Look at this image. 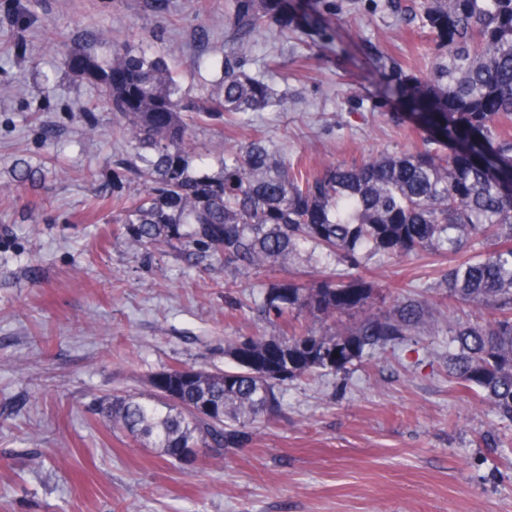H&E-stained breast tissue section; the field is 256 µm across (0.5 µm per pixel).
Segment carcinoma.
<instances>
[{"mask_svg":"<svg viewBox=\"0 0 512 512\" xmlns=\"http://www.w3.org/2000/svg\"><path fill=\"white\" fill-rule=\"evenodd\" d=\"M37 0H11L22 35ZM286 0H237L224 18L227 44L293 23ZM439 55L422 79L389 83L423 122L441 129L448 151H381L349 166L310 171L256 137L210 154L223 175H191L192 122L201 117L288 110V93L246 74L231 50L220 61L215 93L188 101L161 56L109 46L102 56L74 54L68 66L104 88L106 109L129 148L112 181L137 183L130 204L114 202L115 232L129 247L179 242L224 266L233 279L283 278L266 289L257 313L275 316L280 334L224 337L230 365H174L152 378L147 398L114 393L98 415L112 431L172 460L176 448H238L256 424L279 415L280 386L317 373L347 374L364 354L419 336L435 325L427 300L363 276L341 278L332 262L359 266L362 254L397 260L420 253L476 255L448 266L437 292L452 311L478 323L445 324L453 346L448 376L512 424V0H421ZM23 164L17 181L36 184ZM321 264L316 281L290 276L301 252Z\"/></svg>","mask_w":512,"mask_h":512,"instance_id":"cac0c4a2","label":"carcinoma"}]
</instances>
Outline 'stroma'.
I'll use <instances>...</instances> for the list:
<instances>
[{
  "label": "stroma",
  "instance_id": "1",
  "mask_svg": "<svg viewBox=\"0 0 512 512\" xmlns=\"http://www.w3.org/2000/svg\"><path fill=\"white\" fill-rule=\"evenodd\" d=\"M400 2L288 0V31L241 51L248 75L288 93V111L198 120L190 171L221 174L208 154L218 138L233 147L259 135L315 168L422 149L418 113L377 87L396 72L426 75L438 53ZM235 5L168 0L157 16L141 0H41L17 40L0 0V81L14 88L0 99V185L12 187L0 195V512H512V456L486 443L498 419L456 398L442 335L375 351L346 376L284 384L280 417L223 462L190 470L97 415L112 393L151 394L168 366L224 368L225 336L279 333L257 317L266 282L225 293L209 260L169 245L131 249L113 232L112 208L86 218L96 195L127 201L133 188L112 182L128 148L95 107L100 86L66 55L104 54L95 32L118 14L117 43L155 55L177 46L169 62L180 90L198 99L215 89L224 56L223 27L198 39L203 12ZM53 29L71 34L65 48L50 44ZM23 161L68 175L21 186ZM361 262L367 281L403 285L446 315L436 292L444 264Z\"/></svg>",
  "mask_w": 512,
  "mask_h": 512
}]
</instances>
